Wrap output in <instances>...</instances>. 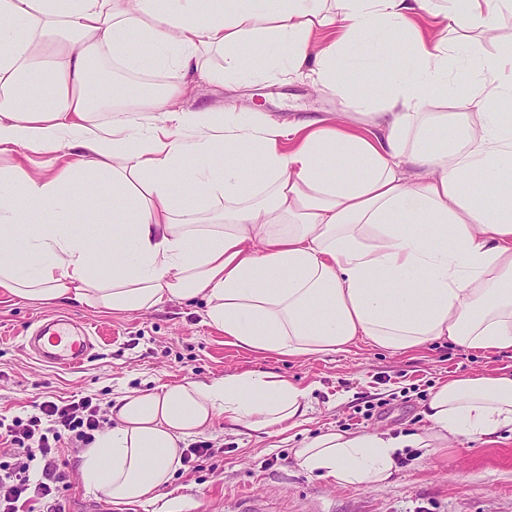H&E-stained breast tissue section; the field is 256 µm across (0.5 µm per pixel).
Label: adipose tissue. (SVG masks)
<instances>
[{
  "instance_id": "obj_1",
  "label": "adipose tissue",
  "mask_w": 512,
  "mask_h": 512,
  "mask_svg": "<svg viewBox=\"0 0 512 512\" xmlns=\"http://www.w3.org/2000/svg\"><path fill=\"white\" fill-rule=\"evenodd\" d=\"M494 15L512 16V0H0V156L37 163L0 171V289L116 314L200 298L234 344L285 357L361 339L512 349V48L451 65L457 45L495 40ZM402 34L409 74L390 63ZM361 36L365 96L336 84ZM215 53L227 78L305 76L357 109L285 126L179 107L180 84L150 96L130 84L111 102L87 82L96 59L187 75ZM452 78L467 109L448 114ZM106 196L118 201L108 246L87 228ZM110 413L82 481L146 503L188 439L219 421L282 434L307 422L309 391L228 374L125 394ZM424 414L421 433L328 430L294 459L339 485L385 482L399 449L512 429V376L451 379Z\"/></svg>"
}]
</instances>
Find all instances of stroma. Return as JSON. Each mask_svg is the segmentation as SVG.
Returning <instances> with one entry per match:
<instances>
[{
	"label": "stroma",
	"mask_w": 512,
	"mask_h": 512,
	"mask_svg": "<svg viewBox=\"0 0 512 512\" xmlns=\"http://www.w3.org/2000/svg\"><path fill=\"white\" fill-rule=\"evenodd\" d=\"M223 54L212 55L210 76L194 78L184 107H228L269 113L283 123L342 111L339 98L308 80H238L216 75ZM205 303L171 300L144 313L113 314L75 305H33L0 292V415H25L47 396H84L110 405L113 397L185 380L211 381L227 373H271L310 391L311 410L300 427L281 435H238L216 424L204 436L211 457L183 466L150 503L113 505L80 477L81 449L60 460L71 482L64 512H240L254 498L260 512H512V431L479 440L456 438L437 449L403 448L393 477L371 486L338 485L301 469L293 450L322 431L379 429L399 437L422 432L423 407L448 379L512 375V349L472 351L442 340L408 352L364 342L348 350L285 358L232 343L205 324ZM66 315L89 324L94 347L81 365L40 362L25 346L38 321Z\"/></svg>",
	"instance_id": "obj_1"
}]
</instances>
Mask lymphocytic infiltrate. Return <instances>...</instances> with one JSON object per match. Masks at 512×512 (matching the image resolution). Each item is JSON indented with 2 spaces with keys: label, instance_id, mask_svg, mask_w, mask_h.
<instances>
[{
  "label": "lymphocytic infiltrate",
  "instance_id": "obj_1",
  "mask_svg": "<svg viewBox=\"0 0 512 512\" xmlns=\"http://www.w3.org/2000/svg\"><path fill=\"white\" fill-rule=\"evenodd\" d=\"M32 413L0 418V512H62L69 476L61 449L90 444L105 422L92 397L34 401ZM42 478H34V471Z\"/></svg>",
  "mask_w": 512,
  "mask_h": 512
}]
</instances>
